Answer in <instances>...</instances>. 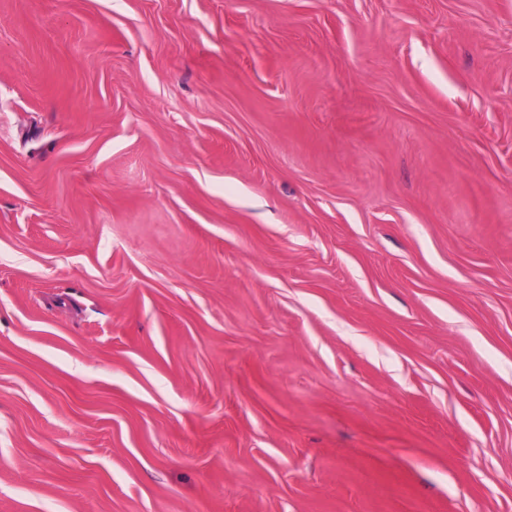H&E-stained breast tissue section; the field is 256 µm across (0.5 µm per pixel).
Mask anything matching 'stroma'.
Masks as SVG:
<instances>
[{
	"mask_svg": "<svg viewBox=\"0 0 512 512\" xmlns=\"http://www.w3.org/2000/svg\"><path fill=\"white\" fill-rule=\"evenodd\" d=\"M0 512H512V0H0Z\"/></svg>",
	"mask_w": 512,
	"mask_h": 512,
	"instance_id": "obj_1",
	"label": "stroma"
}]
</instances>
